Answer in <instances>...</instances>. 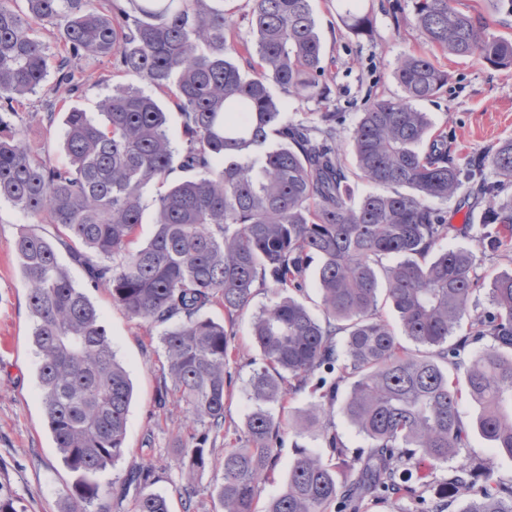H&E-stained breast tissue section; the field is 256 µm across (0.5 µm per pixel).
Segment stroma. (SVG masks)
Masks as SVG:
<instances>
[{
  "label": "stroma",
  "mask_w": 512,
  "mask_h": 512,
  "mask_svg": "<svg viewBox=\"0 0 512 512\" xmlns=\"http://www.w3.org/2000/svg\"><path fill=\"white\" fill-rule=\"evenodd\" d=\"M318 32L324 45L326 76L330 81L337 111L343 112L340 144L350 153V132L365 102L400 97L395 77L396 59L404 54H423L429 47L414 26L411 12L393 19L389 0H359L362 12L372 19L367 37L350 34L340 18L337 0H311ZM435 64L448 73V83L436 96L417 102L436 126L446 128L461 156H470L505 139H512V68L500 69L471 59L436 54ZM83 66L92 79L73 97L74 105L96 112L101 97L112 88V67L103 60H87ZM54 79L26 97L23 107L11 118L27 142L42 148L59 164L67 158L62 145V120L42 121L46 100L54 96ZM25 212L0 201V487L17 497L25 512H69L75 477L63 465L47 426L39 394L36 370L39 358L31 342L33 320L28 290L14 250L20 228L30 225ZM60 262L73 284L86 292L97 308L112 340L117 359L127 370L134 394L126 427V452L98 481L105 492L88 512H133L136 502L151 492L165 494L170 512H184L179 488L184 479L177 455L191 436L205 437L211 461L194 477L197 512H221L216 493L224 482L225 448L243 436L244 422L252 402L249 380L262 362V353L251 336L252 315L268 305L271 291L255 286L249 312L234 327L231 345L234 355L225 371L224 431L215 435L204 428L189 429L185 408L168 375L161 336L166 327L131 317L112 303L107 289L91 287L84 268L72 261L66 249H59ZM461 421L468 433L459 454L437 471L417 464L412 476L428 493L442 489L454 467L464 464L474 474L475 485L492 480L512 484V458L498 455L476 429L479 406L471 399L459 404ZM321 452L324 462L338 473L346 468L327 453L322 436L303 437L286 432L279 446V458L272 480L260 485L258 498L267 502L282 489L298 447ZM152 467L148 481L133 480L135 471Z\"/></svg>",
  "instance_id": "35a3bbf8"
}]
</instances>
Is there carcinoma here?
<instances>
[{
  "label": "carcinoma",
  "instance_id": "1",
  "mask_svg": "<svg viewBox=\"0 0 512 512\" xmlns=\"http://www.w3.org/2000/svg\"><path fill=\"white\" fill-rule=\"evenodd\" d=\"M16 2L0 0V200L35 224L64 230L50 239L23 228L14 248L27 282L45 415L63 464L77 474L70 512L101 498L92 476L125 454L133 385L97 309L59 263L60 245L132 317L179 320L162 335L169 375L191 423L210 432L224 430L234 321L249 309L255 284L273 290L275 300L253 316L263 363L250 379L247 440L224 449V512H365L368 497L406 500L410 512H448V493L425 496L411 466L423 461L434 470L465 445L464 393L482 408L481 434L512 458V357L503 356L512 350V272L488 280L471 251L440 247L470 225L454 227L433 206L463 183L477 184L484 203L477 243L512 256V195H504L512 139L460 162L448 131L415 107L448 83L429 56L398 58L403 95L373 101L359 116L350 135L355 176L382 191L357 198L336 143L340 115L310 0H251L254 51L236 44L232 15L214 0H23L22 10ZM411 2L431 47L512 66V39L489 33L483 14L460 11L452 0ZM341 9L349 32L370 34L372 20L357 0H342ZM36 24L59 31L58 95L44 110L50 125L65 112L64 166L1 116L48 77ZM233 54L254 61V77L242 75ZM87 56L107 59L115 76L137 75L152 93L116 82L98 104L103 119L93 118L70 104L88 80L80 66ZM272 83L324 111L307 124L284 120ZM163 96L181 114L180 153L167 134ZM176 166L188 177L169 185ZM150 184L164 190L155 197V232L138 245ZM315 260L321 320L290 295L303 288ZM382 286L416 349L402 345L380 314ZM485 287L489 307L478 311L473 297ZM212 305L224 308L225 322L201 316ZM478 342L461 389L445 365ZM318 372L336 377L320 378V400L288 428L307 433L349 380L341 411L369 445L351 454L338 433L323 431L347 477L339 480L319 454L301 448L279 494L260 507L258 488L276 468L283 432L272 405L285 410ZM187 456L180 495L184 512H194L192 480L209 450L197 442ZM471 485L465 464L444 482L447 490H471L461 512H512V486ZM135 512H169L167 499L146 495Z\"/></svg>",
  "mask_w": 512,
  "mask_h": 512
}]
</instances>
